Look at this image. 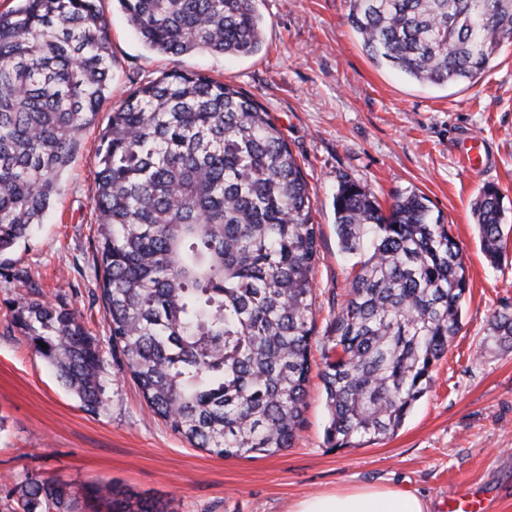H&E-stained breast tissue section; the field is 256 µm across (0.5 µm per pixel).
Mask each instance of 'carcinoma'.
<instances>
[{
	"label": "carcinoma",
	"instance_id": "carcinoma-1",
	"mask_svg": "<svg viewBox=\"0 0 512 512\" xmlns=\"http://www.w3.org/2000/svg\"><path fill=\"white\" fill-rule=\"evenodd\" d=\"M99 0H20L0 12V253L43 223L62 175L112 96ZM151 50L245 57L263 42L256 0H118ZM376 63L421 84H474L512 40V0H347ZM97 215L112 360L192 447L272 455L302 427L315 337L319 230L302 169L274 118L233 86L177 70L129 91L100 133ZM342 252L357 258L319 373L326 440L360 448L393 435L461 329L462 250L415 191L383 209L342 182ZM487 261L504 256L499 193L473 204ZM13 323L83 407L105 406V351L82 314L28 299ZM512 349V312L489 319ZM46 347H41L40 343ZM107 512H165L112 486ZM19 512H75L54 476L28 473Z\"/></svg>",
	"mask_w": 512,
	"mask_h": 512
}]
</instances>
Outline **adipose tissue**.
I'll return each mask as SVG.
<instances>
[{"mask_svg": "<svg viewBox=\"0 0 512 512\" xmlns=\"http://www.w3.org/2000/svg\"><path fill=\"white\" fill-rule=\"evenodd\" d=\"M291 512H428L418 495L392 487H359L347 493L300 499Z\"/></svg>", "mask_w": 512, "mask_h": 512, "instance_id": "1", "label": "adipose tissue"}]
</instances>
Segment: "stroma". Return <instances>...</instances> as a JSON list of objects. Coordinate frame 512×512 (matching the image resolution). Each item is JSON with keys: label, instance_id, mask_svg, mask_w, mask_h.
I'll list each match as a JSON object with an SVG mask.
<instances>
[{"label": "stroma", "instance_id": "35a3bbf8", "mask_svg": "<svg viewBox=\"0 0 512 512\" xmlns=\"http://www.w3.org/2000/svg\"><path fill=\"white\" fill-rule=\"evenodd\" d=\"M109 21L112 97L83 136L42 224L0 253V512L26 473L66 482L81 512L99 503L87 490L127 488L167 512H290L300 498L357 487L414 492L428 512H448L458 484L481 512H512V350L486 342L494 312H512V233L501 266L480 249L472 204L487 186L502 195L512 229V41L475 84L433 87L377 65L346 22V0H258L264 44L255 55L179 56L148 49L118 0H100ZM171 70L241 88L263 105L300 164L319 226L316 337L304 422L292 448L271 456L220 458L193 448L148 410L128 374L106 362V405L84 410L14 328L22 301L62 300L98 339L108 326L94 274L93 210L99 133L127 92ZM483 138L487 166L470 173L456 153ZM370 189L382 204L418 190L445 218L466 263L462 328L432 371L429 391L397 432L360 448H333L318 376L328 326L350 287L353 256L338 245L333 200L340 181ZM28 271L30 283L15 279Z\"/></svg>", "mask_w": 512, "mask_h": 512}]
</instances>
